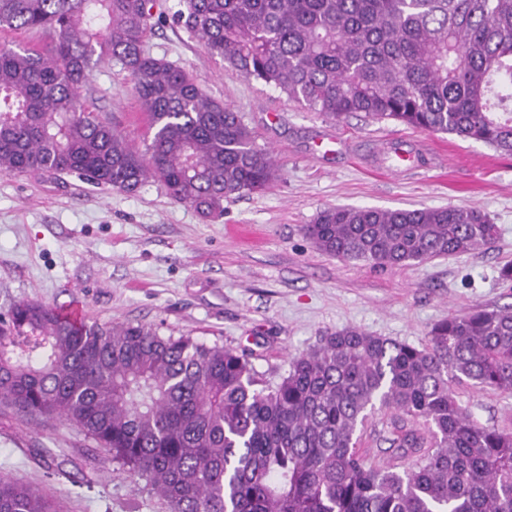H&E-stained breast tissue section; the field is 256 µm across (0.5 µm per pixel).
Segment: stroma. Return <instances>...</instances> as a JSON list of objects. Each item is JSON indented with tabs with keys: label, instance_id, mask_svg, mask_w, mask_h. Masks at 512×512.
Returning a JSON list of instances; mask_svg holds the SVG:
<instances>
[{
	"label": "stroma",
	"instance_id": "obj_1",
	"mask_svg": "<svg viewBox=\"0 0 512 512\" xmlns=\"http://www.w3.org/2000/svg\"><path fill=\"white\" fill-rule=\"evenodd\" d=\"M159 0L145 49L197 76L232 103L271 150L280 177L261 194L225 201L202 218L155 184L134 193L74 175L0 174V311L33 299L89 321L144 324L246 351L268 379L322 336L356 327L422 346L432 326L481 306H512V155L481 142L352 116L338 122L232 70L171 20ZM85 96L144 147L146 118L129 79L104 60ZM412 151L410 164L393 147ZM478 208L499 227L479 250L389 269L318 251L303 228L328 206ZM459 402L481 423L512 431V394L464 383ZM389 412H369L360 432L368 464L401 471ZM0 474L49 492L60 512H164L74 425L33 424L0 407Z\"/></svg>",
	"mask_w": 512,
	"mask_h": 512
}]
</instances>
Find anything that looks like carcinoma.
<instances>
[{
	"mask_svg": "<svg viewBox=\"0 0 512 512\" xmlns=\"http://www.w3.org/2000/svg\"><path fill=\"white\" fill-rule=\"evenodd\" d=\"M156 0H0V173L75 174L133 193L153 183L202 216L278 177L231 104L144 49ZM174 24L247 79L311 112L353 115L512 154V0H178ZM120 66L147 116L145 151L90 109L93 60ZM317 250L394 268L475 251L498 226L476 208L329 206ZM512 394V308L435 324L423 347L344 328L272 381L215 342L132 323L72 320L21 300L0 312V407L64 419L144 481L165 512H512V432L480 423L455 386ZM412 464L367 465L375 406ZM0 512H58L0 476Z\"/></svg>",
	"mask_w": 512,
	"mask_h": 512,
	"instance_id": "carcinoma-1",
	"label": "carcinoma"
}]
</instances>
